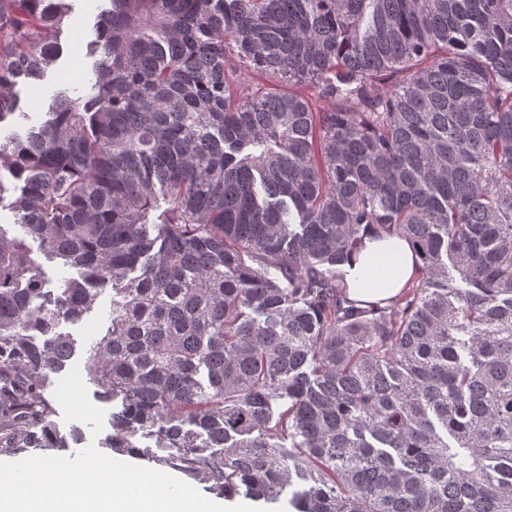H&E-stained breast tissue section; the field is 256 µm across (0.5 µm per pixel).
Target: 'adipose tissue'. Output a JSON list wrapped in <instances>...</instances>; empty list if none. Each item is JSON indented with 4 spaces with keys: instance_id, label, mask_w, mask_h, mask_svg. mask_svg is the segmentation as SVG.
Masks as SVG:
<instances>
[{
    "instance_id": "ef3b65f1",
    "label": "adipose tissue",
    "mask_w": 512,
    "mask_h": 512,
    "mask_svg": "<svg viewBox=\"0 0 512 512\" xmlns=\"http://www.w3.org/2000/svg\"><path fill=\"white\" fill-rule=\"evenodd\" d=\"M408 242L396 238L367 242L349 281L352 298L375 302L395 297L415 270Z\"/></svg>"
}]
</instances>
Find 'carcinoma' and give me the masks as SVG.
<instances>
[{"instance_id": "1", "label": "carcinoma", "mask_w": 512, "mask_h": 512, "mask_svg": "<svg viewBox=\"0 0 512 512\" xmlns=\"http://www.w3.org/2000/svg\"><path fill=\"white\" fill-rule=\"evenodd\" d=\"M106 2L91 93L0 142V454L64 447L58 328L109 290L105 447L295 512H512V0ZM70 10L0 0V123ZM390 238L416 276L351 298ZM365 245L354 263L350 296L366 302L395 297L415 270L411 246L397 238L366 240ZM31 246L33 248L32 256L42 264L45 271L46 288L56 291L55 288H59L64 280L77 277L75 268L63 266L57 262H49L38 252L36 243L31 242Z\"/></svg>"}]
</instances>
